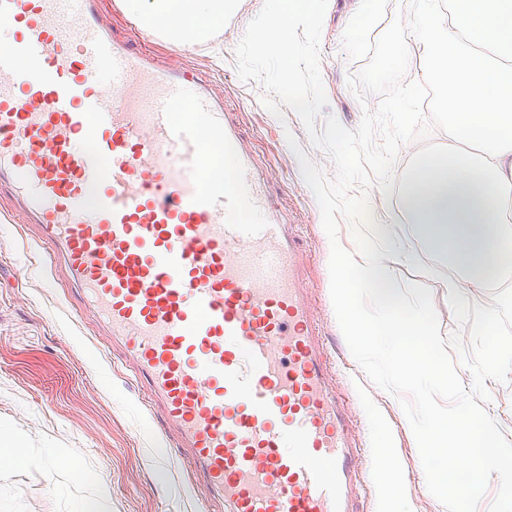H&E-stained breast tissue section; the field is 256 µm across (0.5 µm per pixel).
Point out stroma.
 Returning <instances> with one entry per match:
<instances>
[{
	"instance_id": "35a3bbf8",
	"label": "stroma",
	"mask_w": 512,
	"mask_h": 512,
	"mask_svg": "<svg viewBox=\"0 0 512 512\" xmlns=\"http://www.w3.org/2000/svg\"><path fill=\"white\" fill-rule=\"evenodd\" d=\"M264 0H228L224 23L204 42L184 45L162 27L153 29L152 47L199 72L223 96L244 139L275 172L269 191L298 226L306 257L312 304L322 325V339L337 371L343 398L352 407L358 445L363 451L360 488L362 512H441L426 487L418 449L401 406L382 399L378 388L352 357L338 325L331 297L327 250L317 200L304 181L297 151L318 161L327 178L335 167L316 147L291 108L281 115L267 110L260 82L242 81L235 68V48ZM360 0H328L319 45V65L328 104L317 124L335 117L356 130L365 108L380 98L356 97L348 86L365 59L343 50L346 27ZM118 36L137 41L143 15L152 0H105ZM298 149H291L289 139ZM456 142L441 130L400 148L393 164L389 193L366 188L368 216L377 238L394 242L409 254L396 267L393 284L430 288L442 337L460 334L448 302V284L468 304H493V284L500 268L481 279L459 267L447 249L432 247L420 235L407 206L406 176L426 154H444ZM33 225L21 223L9 193L0 194V512H84L88 503L107 497L106 512H219L204 488L191 485L177 461V450L159 418L149 412L135 377L113 356L98 326L82 320L65 289L50 280L46 257L35 243Z\"/></svg>"
}]
</instances>
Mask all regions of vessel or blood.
I'll list each match as a JSON object with an SVG mask.
<instances>
[{
    "mask_svg": "<svg viewBox=\"0 0 512 512\" xmlns=\"http://www.w3.org/2000/svg\"><path fill=\"white\" fill-rule=\"evenodd\" d=\"M0 188L227 512H357L350 405L286 210L222 100L104 0H0ZM190 104V122L173 108ZM218 149L204 184L189 178Z\"/></svg>",
    "mask_w": 512,
    "mask_h": 512,
    "instance_id": "obj_1",
    "label": "vessel or blood"
}]
</instances>
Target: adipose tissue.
I'll return each instance as SVG.
<instances>
[{"mask_svg":"<svg viewBox=\"0 0 512 512\" xmlns=\"http://www.w3.org/2000/svg\"><path fill=\"white\" fill-rule=\"evenodd\" d=\"M191 0H154L142 18L145 26L162 24L179 40L210 38L212 27L224 20V0H210L209 21L186 25L182 11ZM503 0H453L452 15L423 16L417 41L423 47L424 73L444 83L452 107L448 127L479 142L482 153L469 157L449 153L442 166L425 161L411 175L413 221L436 242H453L474 261L484 253L512 250V229L502 225L498 211L512 201V86L503 87L495 64L479 52L480 44L496 43L501 57L512 59V39L498 41L494 26ZM391 262L354 263L339 244L329 255L337 267L355 266L370 285L391 280L393 264L402 262L403 250L384 245Z\"/></svg>","mask_w":512,"mask_h":512,"instance_id":"adipose-tissue-1","label":"adipose tissue"}]
</instances>
